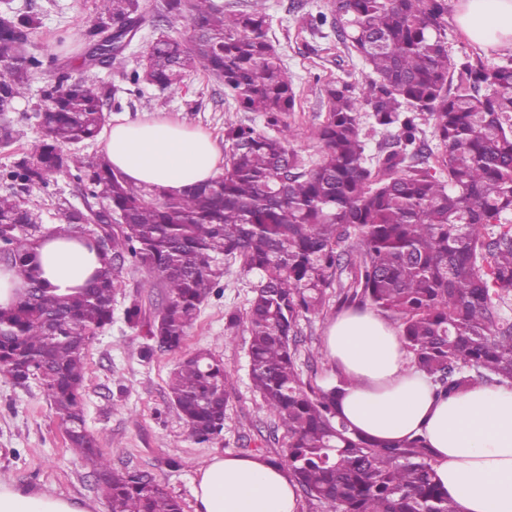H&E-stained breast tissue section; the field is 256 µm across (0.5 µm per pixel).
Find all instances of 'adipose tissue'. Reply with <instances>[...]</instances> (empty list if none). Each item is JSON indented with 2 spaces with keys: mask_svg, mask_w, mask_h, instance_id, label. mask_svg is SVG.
I'll return each mask as SVG.
<instances>
[{
  "mask_svg": "<svg viewBox=\"0 0 512 512\" xmlns=\"http://www.w3.org/2000/svg\"><path fill=\"white\" fill-rule=\"evenodd\" d=\"M457 23L468 39L512 44V0H462ZM103 151L128 183L177 195L220 173L219 148L206 132L165 120L114 124ZM79 232L48 231L38 253L54 293L84 287L99 258ZM341 417L361 436L387 442L417 436L433 448L438 483L461 512H512V388L479 384L436 397L391 322L375 311L345 313L328 326ZM194 512H300L286 468L260 455H216L197 470ZM0 512H84L75 502L0 481Z\"/></svg>",
  "mask_w": 512,
  "mask_h": 512,
  "instance_id": "adipose-tissue-1",
  "label": "adipose tissue"
}]
</instances>
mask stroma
<instances>
[{
    "mask_svg": "<svg viewBox=\"0 0 512 512\" xmlns=\"http://www.w3.org/2000/svg\"><path fill=\"white\" fill-rule=\"evenodd\" d=\"M17 12L36 15L30 34L31 52L40 65L32 73L27 94L16 100L11 112L1 114L14 136L11 146L0 147V170L12 167L21 150L42 135L38 112L44 105L42 91L58 77L87 74L100 87L109 123L140 120H170L224 141L228 122H244L264 130L263 117L237 110L224 98V87L204 73L188 74L179 85L160 90L134 82L142 55L150 42L165 30L161 15L147 9L134 40L112 67L82 70L81 55L87 43L84 20L93 15L98 0H10ZM225 9L261 7L270 17L269 36L292 76L298 95L295 112L289 114L295 136L293 146L306 161L319 157L315 137L326 115L324 87L328 82L362 79L358 57L338 41L330 27L307 25L308 17L330 12L332 0H302V12H294L293 0H220ZM459 0H448V51L452 56L470 55L491 65L511 52L508 47L485 49L467 40L455 16ZM23 203L40 224L63 223L69 209H99L98 200L87 196L75 171L51 178L48 186ZM157 279L145 270L125 265L114 291L112 323L96 332L86 353L84 381L85 419L88 430L106 448L115 469L147 474L163 484L181 504L183 512H194V479L197 468L221 454H260L279 458L282 444L271 436L267 413L249 379L246 329L224 333V315L247 308L252 296V277L230 269L221 289L202 304L197 319L178 352L155 353L144 359L141 352L150 339L144 329L130 327L124 308L131 297H139L147 315H155L161 299ZM338 314L335 304L302 321L303 341L296 354L304 377L324 383L332 371L325 353L326 328ZM199 349L223 360L233 374L232 392L224 417L223 432L207 442H198L168 396L171 371ZM0 479L30 492H42L81 504L87 512H109L98 488L99 477L92 466L69 448L63 429L38 381L15 384L0 374Z\"/></svg>",
    "mask_w": 512,
    "mask_h": 512,
    "instance_id": "stroma-1",
    "label": "stroma"
}]
</instances>
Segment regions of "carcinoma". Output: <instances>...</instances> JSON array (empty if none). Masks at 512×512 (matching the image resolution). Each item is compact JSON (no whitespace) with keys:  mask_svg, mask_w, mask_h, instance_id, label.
Listing matches in <instances>:
<instances>
[{"mask_svg":"<svg viewBox=\"0 0 512 512\" xmlns=\"http://www.w3.org/2000/svg\"><path fill=\"white\" fill-rule=\"evenodd\" d=\"M336 37L367 69L354 84L324 87L319 158L305 163L286 121L293 79L269 38L265 12H224L217 0H163L168 32L149 46L144 81L162 89L202 71L272 133L239 122L224 128V173L178 196L137 189L98 155L77 179L105 203L116 227L104 267L71 295L50 292L35 247L46 228L23 207L69 169L70 147L95 139L106 121L95 81L69 74L48 85L43 135L0 180V265L25 283L0 307V373L40 382L75 452L99 472L109 512H182L178 500L138 471H116L84 420V349L112 322L125 263L160 280L161 308L145 320L135 298L124 315L148 327L155 351L180 349L227 264L255 277L247 309L225 318L249 333L250 379L261 407L285 431L275 464L328 512H460L436 482L432 449L415 437L372 442L339 419L336 388L314 385L296 363L301 321L336 303L370 306L393 321L413 363L448 398L478 383H512V54L486 65L448 52V0H334ZM142 0H100L87 21L94 38L139 21ZM194 27L188 45L175 36ZM34 20L0 19V112L28 90L40 61L27 51ZM459 77L453 83V77ZM397 129L366 155L363 118ZM442 148L428 164L421 122ZM88 215L65 214L60 232ZM232 373L199 350L172 370L168 391L191 436L224 429Z\"/></svg>","mask_w":512,"mask_h":512,"instance_id":"carcinoma-1","label":"carcinoma"}]
</instances>
